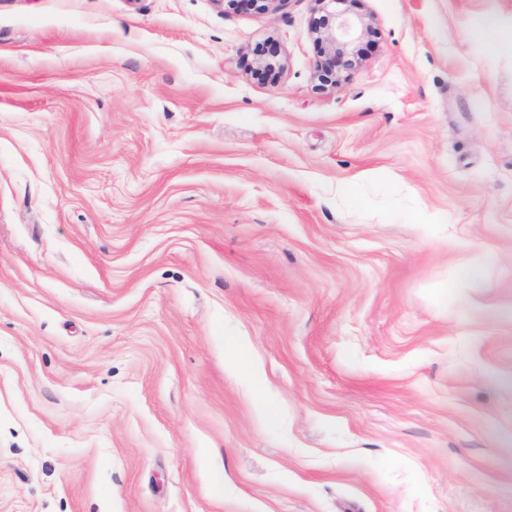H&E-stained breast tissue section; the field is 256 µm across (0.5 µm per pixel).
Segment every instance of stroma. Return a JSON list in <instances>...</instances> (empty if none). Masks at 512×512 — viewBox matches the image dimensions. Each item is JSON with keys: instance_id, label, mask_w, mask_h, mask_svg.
<instances>
[{"instance_id": "obj_1", "label": "stroma", "mask_w": 512, "mask_h": 512, "mask_svg": "<svg viewBox=\"0 0 512 512\" xmlns=\"http://www.w3.org/2000/svg\"><path fill=\"white\" fill-rule=\"evenodd\" d=\"M347 8L0 0V512H512V0ZM319 2L320 16L314 20L312 32L323 46L324 59L318 64L319 81L337 82L341 70L352 68L357 57V44L365 36L373 33L371 25L362 17L347 15V0H316ZM469 36L491 54L501 51L508 41L497 18L488 13L480 14L473 19Z\"/></svg>"}]
</instances>
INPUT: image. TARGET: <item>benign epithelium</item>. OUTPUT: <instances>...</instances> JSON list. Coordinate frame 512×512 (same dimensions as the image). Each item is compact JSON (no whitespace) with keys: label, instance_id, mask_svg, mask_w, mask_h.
<instances>
[{"label":"benign epithelium","instance_id":"1","mask_svg":"<svg viewBox=\"0 0 512 512\" xmlns=\"http://www.w3.org/2000/svg\"><path fill=\"white\" fill-rule=\"evenodd\" d=\"M320 16L314 20L312 32L323 46V60L317 66L321 83L337 82L342 70L352 68L357 57V44L373 33L371 25L362 17L347 15V0H317Z\"/></svg>","mask_w":512,"mask_h":512}]
</instances>
